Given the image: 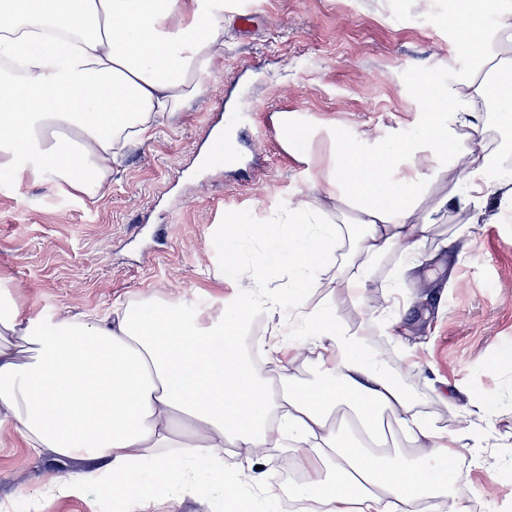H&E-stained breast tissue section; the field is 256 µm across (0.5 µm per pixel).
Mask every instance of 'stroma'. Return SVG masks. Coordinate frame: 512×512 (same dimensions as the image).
Listing matches in <instances>:
<instances>
[{
  "mask_svg": "<svg viewBox=\"0 0 512 512\" xmlns=\"http://www.w3.org/2000/svg\"><path fill=\"white\" fill-rule=\"evenodd\" d=\"M460 0L423 9L414 0H261L251 30L224 26V56L205 92L153 139L130 148L97 200L48 182L0 180V277L11 280L23 315L66 309L106 314L112 303L153 297L187 313L220 314L234 288L224 268L222 226L245 216L261 223L289 199L314 195L307 164L265 136L266 119L296 113L335 123L346 133L379 139L415 132L421 104L417 72L465 80L473 56L448 17ZM253 113L254 152L238 168L210 167L203 156L206 115ZM426 263L393 281L401 335L418 346L402 383L439 428L457 426L463 406L483 405L475 418L478 445L457 460V492L477 512H512V198L490 196L480 220L448 202L428 240ZM309 305L334 301L348 322L359 308L383 305L369 288L363 305L331 289L299 286ZM454 403H446L443 390ZM271 491L254 494L255 512H291L295 450L264 451ZM89 462L25 448L0 427V512H126L122 495L52 497L54 477ZM146 512H225L224 500L198 483L177 501L151 500Z\"/></svg>",
  "mask_w": 512,
  "mask_h": 512,
  "instance_id": "1",
  "label": "stroma"
}]
</instances>
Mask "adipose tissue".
<instances>
[{
    "label": "adipose tissue",
    "mask_w": 512,
    "mask_h": 512,
    "mask_svg": "<svg viewBox=\"0 0 512 512\" xmlns=\"http://www.w3.org/2000/svg\"><path fill=\"white\" fill-rule=\"evenodd\" d=\"M225 0H0V178L48 180L98 198L122 151L150 139L182 111L212 74L224 34ZM494 20L502 52L512 53V0H470L449 23L462 38ZM420 132L379 142L341 138L335 124L296 125L280 118L289 151L312 163L320 196L294 198L276 224L228 226L268 241L248 273L227 265L237 300L208 321L170 301L141 298L105 315L23 316L12 284L0 279V426L32 452L103 461L101 469L49 482L61 495L124 492L127 512L147 498L192 490L197 466L237 512L252 503L239 488L268 485L255 457L292 442L302 481L294 502L316 512H469L448 490V464L470 447L468 414L454 431L437 428L391 368L364 347L375 315L337 320L333 305H295L302 338L268 348L289 363L316 356L320 380L310 386L259 375L243 355L240 335L251 313L281 316L283 295L265 274L287 261L291 276L361 300L389 259L401 271L422 267L421 247L441 222L431 199L446 180L461 185L463 206L488 196L512 197V180L497 176L495 152L475 99L495 97L500 129H512V85L474 72L461 85L422 73ZM452 112L453 123L443 119ZM328 148L319 158L316 146ZM352 210L353 224L311 232L329 209ZM348 243L340 256L337 245ZM335 267L331 278L324 268ZM350 410L360 441L340 442L336 415ZM413 450L405 459L390 436ZM254 458L228 469L225 453ZM150 465L149 488L131 476Z\"/></svg>",
    "instance_id": "ef3b65f1"
}]
</instances>
